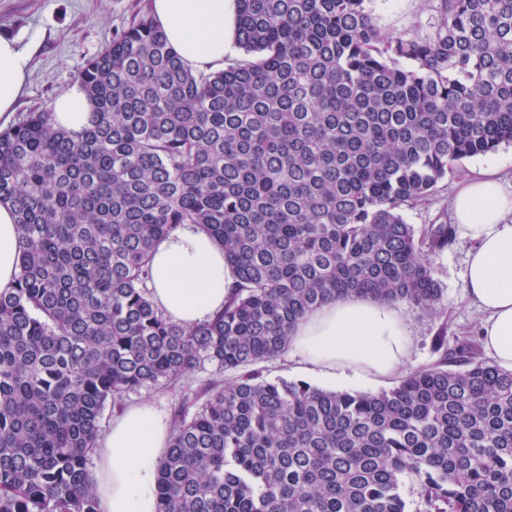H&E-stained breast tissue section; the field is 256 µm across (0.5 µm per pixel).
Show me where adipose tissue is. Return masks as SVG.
<instances>
[{
	"label": "adipose tissue",
	"instance_id": "adipose-tissue-1",
	"mask_svg": "<svg viewBox=\"0 0 512 512\" xmlns=\"http://www.w3.org/2000/svg\"><path fill=\"white\" fill-rule=\"evenodd\" d=\"M172 49L197 71L224 67L234 36L235 0H149ZM30 59L16 42L0 36V127L10 124L28 76ZM93 106L80 85L56 99V126L78 133ZM453 217L473 247L465 285L483 313L482 346L499 369L512 371V191L497 171L481 170L464 182ZM21 243L16 216L0 203V292L15 285ZM150 289L158 308L189 327L206 321L224 304L237 272L222 244L196 224L180 225L154 247ZM303 369L326 380L387 383L404 371L413 350V330L391 304L360 296L328 302L291 332ZM170 426L153 405L127 407L99 441L94 479L100 512H156V463L167 449Z\"/></svg>",
	"mask_w": 512,
	"mask_h": 512
}]
</instances>
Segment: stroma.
Returning <instances> with one entry per match:
<instances>
[{"mask_svg":"<svg viewBox=\"0 0 512 512\" xmlns=\"http://www.w3.org/2000/svg\"><path fill=\"white\" fill-rule=\"evenodd\" d=\"M147 0H0V34L17 40L30 56V75L16 107L17 116L51 111L56 97L77 83L80 71L102 53L143 10ZM379 25L392 34H429L438 17L437 0H371ZM483 166L498 169L512 185V144L496 152L457 163L427 200L406 210L414 228L431 224L451 227V239L434 257L444 288L445 315L429 314L408 304L400 309L414 330L415 349L410 370L428 366L440 357L436 337L445 334L448 347L458 339L479 336L482 315L467 295L464 282L470 239L451 221L450 204L463 180Z\"/></svg>","mask_w":512,"mask_h":512,"instance_id":"obj_1","label":"stroma"}]
</instances>
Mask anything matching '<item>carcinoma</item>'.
<instances>
[{"instance_id": "carcinoma-1", "label": "carcinoma", "mask_w": 512, "mask_h": 512, "mask_svg": "<svg viewBox=\"0 0 512 512\" xmlns=\"http://www.w3.org/2000/svg\"><path fill=\"white\" fill-rule=\"evenodd\" d=\"M236 16L245 59L194 72L146 13L79 75L89 127L30 112L0 132L24 242L0 293V512H99L107 406L207 365L218 377L174 407L157 512H407V479L425 512H512V372L474 341L376 394L255 368L337 298L441 311L450 228L403 212L512 144V0H439L426 37L389 35L366 0H236ZM181 224L238 274L192 327L148 286Z\"/></svg>"}]
</instances>
